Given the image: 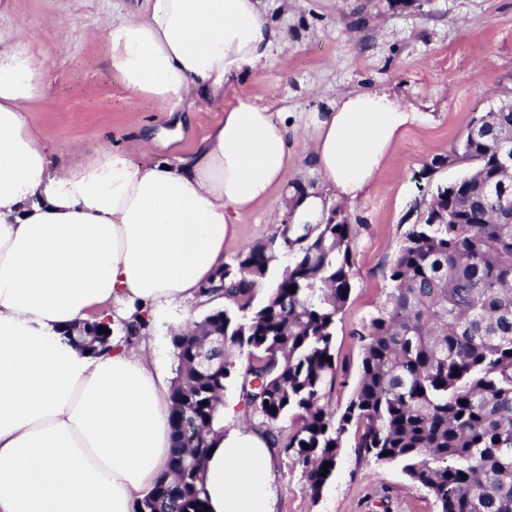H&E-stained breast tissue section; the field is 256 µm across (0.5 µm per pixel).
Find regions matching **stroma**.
<instances>
[{"mask_svg": "<svg viewBox=\"0 0 512 512\" xmlns=\"http://www.w3.org/2000/svg\"><path fill=\"white\" fill-rule=\"evenodd\" d=\"M0 32L21 27L42 62V96L28 119L44 139L72 146L77 164L104 146H121L142 133L158 141L146 163L190 154L230 104L250 98L287 113L297 159L270 197L235 224L224 244L232 261L267 240L275 218L295 194L322 195L309 162L300 115L324 111L344 93L385 85L402 95L424 122L410 126L388 157L368 197L348 207L322 196L325 212L353 224V289L336 322L337 381L332 409L349 402L361 350L354 335L384 302L388 269L410 224L436 184L459 176L457 167L433 168L470 124L490 107L512 100V0H260L288 46L258 61L225 87L220 98L194 106L153 100L125 88L106 68V24L144 12L146 0H11ZM66 25H56V18ZM181 134L165 137L173 117ZM277 512H438L434 498L395 465L358 458L344 447L318 499L303 489L299 468L277 454L270 471Z\"/></svg>", "mask_w": 512, "mask_h": 512, "instance_id": "stroma-1", "label": "stroma"}]
</instances>
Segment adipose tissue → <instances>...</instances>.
Listing matches in <instances>:
<instances>
[{"label": "adipose tissue", "mask_w": 512, "mask_h": 512, "mask_svg": "<svg viewBox=\"0 0 512 512\" xmlns=\"http://www.w3.org/2000/svg\"><path fill=\"white\" fill-rule=\"evenodd\" d=\"M259 0H147L105 31L107 68L161 101L219 97L287 48ZM39 59L0 45V512H134L166 473L171 402L146 336L90 355L63 332L86 321L154 322L202 303L231 227L283 181L288 115L240 99L191 155L147 164L149 135L80 164L28 121ZM421 112L387 87L308 113L321 188L346 204L373 189ZM268 439L221 435L203 467L209 512H276Z\"/></svg>", "instance_id": "obj_1"}]
</instances>
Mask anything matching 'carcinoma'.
Masks as SVG:
<instances>
[{
    "instance_id": "cac0c4a2",
    "label": "carcinoma",
    "mask_w": 512,
    "mask_h": 512,
    "mask_svg": "<svg viewBox=\"0 0 512 512\" xmlns=\"http://www.w3.org/2000/svg\"><path fill=\"white\" fill-rule=\"evenodd\" d=\"M446 164L464 174L436 185L406 232L386 300L356 332L360 375L340 413L328 394L336 319L352 291L353 225L297 224L292 236L279 230L221 267L224 309L172 336L168 475L134 512H208L202 466L221 434L220 398L231 379L267 423L291 418L287 438L268 435L301 468L313 499L353 428L358 455L398 465L438 512H512V108L473 122L434 160ZM285 252L291 262L255 302ZM100 327L87 322L65 335L95 355L112 336ZM218 333L223 364L202 372L197 355ZM234 353L247 363L237 365Z\"/></svg>"
}]
</instances>
